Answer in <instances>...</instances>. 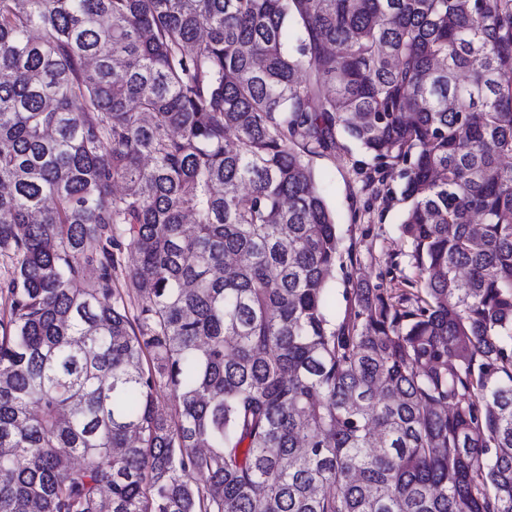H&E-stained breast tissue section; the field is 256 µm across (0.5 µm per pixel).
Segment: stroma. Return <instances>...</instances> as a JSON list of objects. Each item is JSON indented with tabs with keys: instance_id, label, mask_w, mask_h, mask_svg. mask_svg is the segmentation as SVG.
<instances>
[{
	"instance_id": "stroma-1",
	"label": "stroma",
	"mask_w": 512,
	"mask_h": 512,
	"mask_svg": "<svg viewBox=\"0 0 512 512\" xmlns=\"http://www.w3.org/2000/svg\"><path fill=\"white\" fill-rule=\"evenodd\" d=\"M312 167L324 196L337 217V232L351 263L335 269L329 282L330 316H343L348 280L399 293L404 277L412 275L411 246L402 220L411 206L400 175L372 180V158L357 144L344 151L314 157Z\"/></svg>"
}]
</instances>
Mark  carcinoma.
<instances>
[{
    "label": "carcinoma",
    "instance_id": "cac0c4a2",
    "mask_svg": "<svg viewBox=\"0 0 512 512\" xmlns=\"http://www.w3.org/2000/svg\"><path fill=\"white\" fill-rule=\"evenodd\" d=\"M0 257V512H512V0H0ZM339 153L314 157L312 167L326 201L336 213L337 232L343 244L344 269L336 266L329 282L331 317L343 316L347 278L387 288L393 294L406 288L412 276L411 246L402 232V220L412 201L403 194L405 180L396 171L379 182L374 161L357 144L344 140ZM368 176L374 182L365 189ZM352 248L353 264L347 249Z\"/></svg>",
    "mask_w": 512,
    "mask_h": 512
}]
</instances>
